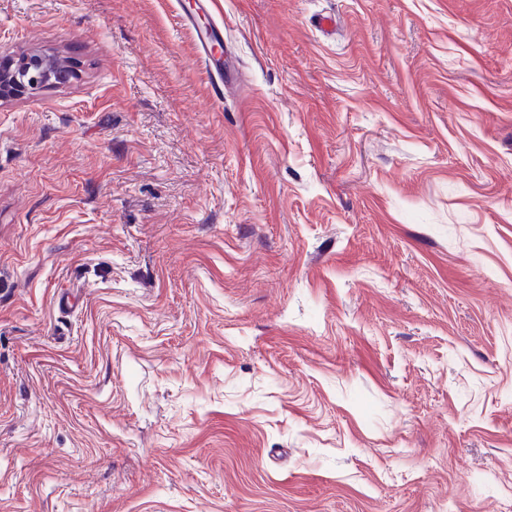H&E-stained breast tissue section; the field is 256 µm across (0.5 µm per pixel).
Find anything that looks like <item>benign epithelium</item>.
<instances>
[{
  "label": "benign epithelium",
  "mask_w": 512,
  "mask_h": 512,
  "mask_svg": "<svg viewBox=\"0 0 512 512\" xmlns=\"http://www.w3.org/2000/svg\"><path fill=\"white\" fill-rule=\"evenodd\" d=\"M71 71L53 58L33 55L16 65L0 58V98L24 97L46 84H64Z\"/></svg>",
  "instance_id": "1"
}]
</instances>
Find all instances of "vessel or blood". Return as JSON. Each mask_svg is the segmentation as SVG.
<instances>
[{"mask_svg": "<svg viewBox=\"0 0 512 512\" xmlns=\"http://www.w3.org/2000/svg\"><path fill=\"white\" fill-rule=\"evenodd\" d=\"M213 0H192L183 10L184 26L196 34L197 46L210 73L211 89L215 103H223L225 88L236 78L227 62L228 52L224 48V30L210 19Z\"/></svg>", "mask_w": 512, "mask_h": 512, "instance_id": "b4317fda", "label": "vessel or blood"}]
</instances>
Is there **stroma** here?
Here are the masks:
<instances>
[{
  "instance_id": "35a3bbf8",
  "label": "stroma",
  "mask_w": 512,
  "mask_h": 512,
  "mask_svg": "<svg viewBox=\"0 0 512 512\" xmlns=\"http://www.w3.org/2000/svg\"><path fill=\"white\" fill-rule=\"evenodd\" d=\"M212 17L0 0V512H505L512 0ZM194 2L181 15L182 23L192 28L196 34L197 46L206 68L210 73L213 101L222 104L224 89L236 79L237 75L231 70L228 52L224 49V29L212 19V0H193ZM208 19L206 25L200 21ZM70 77L68 67L47 56L33 55L18 65L0 56V98L24 97L46 84H64Z\"/></svg>"
}]
</instances>
